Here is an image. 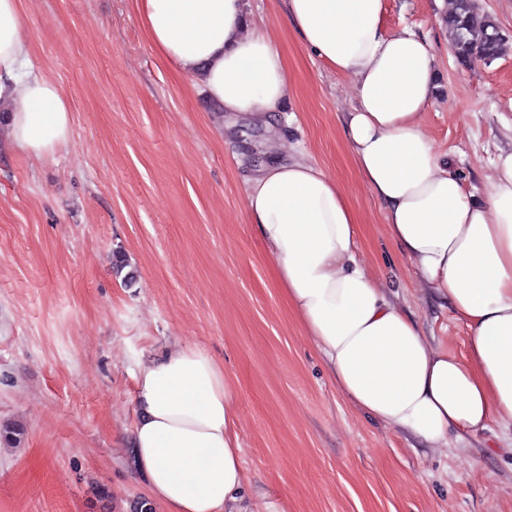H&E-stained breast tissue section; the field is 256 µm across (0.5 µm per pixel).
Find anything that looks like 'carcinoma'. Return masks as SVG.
<instances>
[{
	"label": "carcinoma",
	"instance_id": "1",
	"mask_svg": "<svg viewBox=\"0 0 512 512\" xmlns=\"http://www.w3.org/2000/svg\"><path fill=\"white\" fill-rule=\"evenodd\" d=\"M443 22L457 60L463 66L475 60L491 62L504 55L512 43L496 18L477 0H455L453 10L445 15Z\"/></svg>",
	"mask_w": 512,
	"mask_h": 512
}]
</instances>
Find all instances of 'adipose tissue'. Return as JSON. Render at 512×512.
Returning a JSON list of instances; mask_svg holds the SVG:
<instances>
[{"instance_id": "1", "label": "adipose tissue", "mask_w": 512, "mask_h": 512, "mask_svg": "<svg viewBox=\"0 0 512 512\" xmlns=\"http://www.w3.org/2000/svg\"><path fill=\"white\" fill-rule=\"evenodd\" d=\"M298 40L350 79L342 117L349 153L380 202L388 237L420 288L446 301L470 333L461 359L436 348L357 258L360 225L342 185L285 138L247 182V215L304 332L339 392L366 416L431 448L497 420L512 447V151L493 162L486 196L439 160L421 117L437 92L432 46L387 30L384 0H282ZM156 51L197 76L225 116L270 125L288 101L284 57L247 18L246 0H137ZM19 0H0V78L18 79L12 141L52 155L70 133L60 86L20 79L27 62ZM130 446L151 499L166 512H243L246 480L233 386L206 353L174 347L141 362Z\"/></svg>"}]
</instances>
